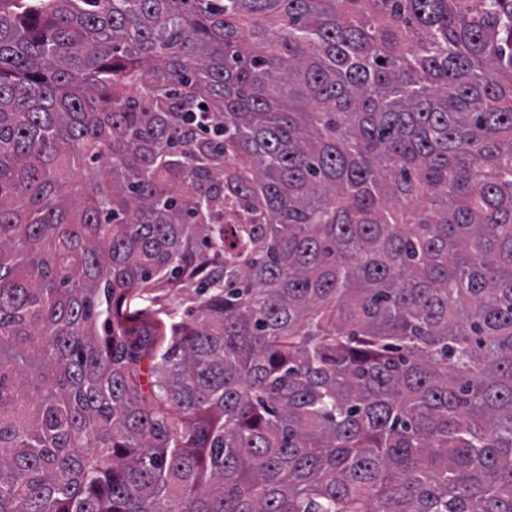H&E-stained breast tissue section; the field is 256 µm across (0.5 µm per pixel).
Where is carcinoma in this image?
Wrapping results in <instances>:
<instances>
[{
	"instance_id": "obj_1",
	"label": "carcinoma",
	"mask_w": 512,
	"mask_h": 512,
	"mask_svg": "<svg viewBox=\"0 0 512 512\" xmlns=\"http://www.w3.org/2000/svg\"><path fill=\"white\" fill-rule=\"evenodd\" d=\"M0 512H512V0H0Z\"/></svg>"
}]
</instances>
